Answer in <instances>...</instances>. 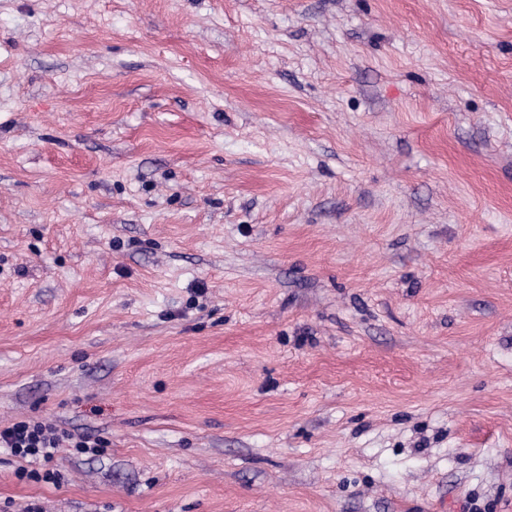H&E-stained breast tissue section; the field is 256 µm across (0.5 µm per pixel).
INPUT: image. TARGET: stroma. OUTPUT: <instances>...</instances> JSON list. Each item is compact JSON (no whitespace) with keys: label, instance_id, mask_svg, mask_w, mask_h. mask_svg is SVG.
<instances>
[{"label":"stroma","instance_id":"obj_1","mask_svg":"<svg viewBox=\"0 0 512 512\" xmlns=\"http://www.w3.org/2000/svg\"><path fill=\"white\" fill-rule=\"evenodd\" d=\"M0 512H512V0H0ZM63 442H68L69 448H76L79 453L93 455L105 447V442L99 437L87 433L61 434L50 423L18 421L3 427L0 425V447L29 463L51 462Z\"/></svg>","mask_w":512,"mask_h":512}]
</instances>
